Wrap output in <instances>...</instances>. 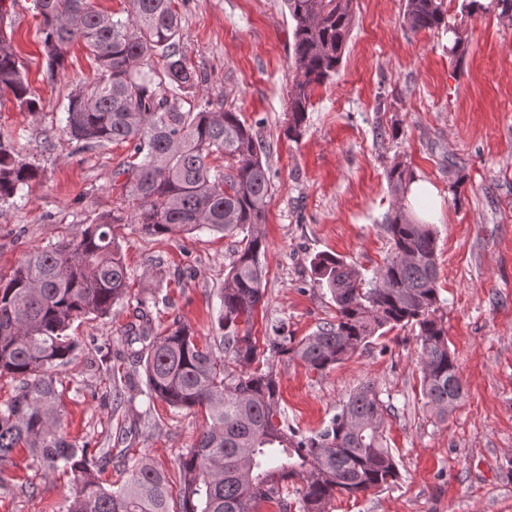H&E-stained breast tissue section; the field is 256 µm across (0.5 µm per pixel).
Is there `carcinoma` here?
Segmentation results:
<instances>
[{"label":"carcinoma","instance_id":"cac0c4a2","mask_svg":"<svg viewBox=\"0 0 512 512\" xmlns=\"http://www.w3.org/2000/svg\"><path fill=\"white\" fill-rule=\"evenodd\" d=\"M293 22L288 95V139L302 136L314 89L339 70L349 33L353 0H285ZM443 0H407L412 30L447 26ZM41 18L45 77L66 69L67 47L84 42L96 77L72 94L65 133L81 147L130 146L116 176H127L124 204L144 236L207 229L241 237L224 276L218 316L220 340L197 342L187 324L157 329L149 300L136 298L123 331L127 360L143 368L144 385L128 373L112 374V401L135 410L136 400H160L176 410L208 411L193 447L180 455L178 497L167 475L140 460L118 455L128 477L114 487L102 482L99 462L60 431L63 392L58 368L78 348L69 330L88 315L107 316L130 298L129 273L116 235L125 209L89 224L76 235L26 253L0 276V376L18 382L0 403V487L12 480L17 454L50 475L68 469L76 491L65 512H257L263 502L290 512L293 487L300 512H329L336 495L355 497L400 479L397 461L380 433L383 401L368 382L354 389L318 431L305 435L288 424L280 381L269 360L289 356L324 371L340 363L384 329L410 325L417 331L422 391L426 404L445 419L463 391L444 323L438 319L436 235L429 224L410 221L399 209L383 231L393 252L367 281L341 257L321 252L310 261L314 282L329 291L336 320L293 342L285 330L259 342L253 312L265 295L266 251L260 225L271 201L266 146L239 114L198 105L189 90L198 81L176 36V0H128L126 17L101 10L98 0H34ZM19 110L35 112L29 83L14 48L0 38V96ZM221 159L213 166L210 160ZM405 194L414 177L398 166L387 173ZM38 179L0 135V205Z\"/></svg>","mask_w":512,"mask_h":512}]
</instances>
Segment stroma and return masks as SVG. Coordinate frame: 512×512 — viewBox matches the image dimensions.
<instances>
[{
    "instance_id": "1",
    "label": "stroma",
    "mask_w": 512,
    "mask_h": 512,
    "mask_svg": "<svg viewBox=\"0 0 512 512\" xmlns=\"http://www.w3.org/2000/svg\"><path fill=\"white\" fill-rule=\"evenodd\" d=\"M444 0L447 28L410 31L406 0H353V21L338 73L314 89L299 140L285 135L293 23L284 0H177L176 41L198 74L192 100L239 112L267 144L271 203L261 230L267 249L265 295L253 315L258 338L276 325L302 338L333 320L335 304L318 287L310 261L342 255L372 278L391 245L382 226L401 204L387 178L393 165L437 190L434 219L439 316L448 333L463 397L447 419L426 405L414 330L396 328L332 368L317 372L273 357L290 425L321 427L349 393L375 383L382 428L401 479L387 489L337 496L330 512H512V17L492 0ZM463 51H449V29ZM0 34L17 51L39 109L0 100V133L38 168L27 195L0 206V275L28 251L72 237L122 201L115 172L124 144L78 148L63 134L74 90L95 76L83 43L71 44L65 73L43 78L46 60L33 0H14ZM131 293L158 301V321L189 325L198 342L217 336L220 290L238 248L234 237L202 229L171 237L119 231ZM127 303L75 322L79 347L59 370L64 431L92 453L146 457L178 483V457L205 424L203 411L155 402L150 434L119 440L135 414L112 407L108 370L116 365ZM0 512H62L72 474H44L19 454Z\"/></svg>"
}]
</instances>
